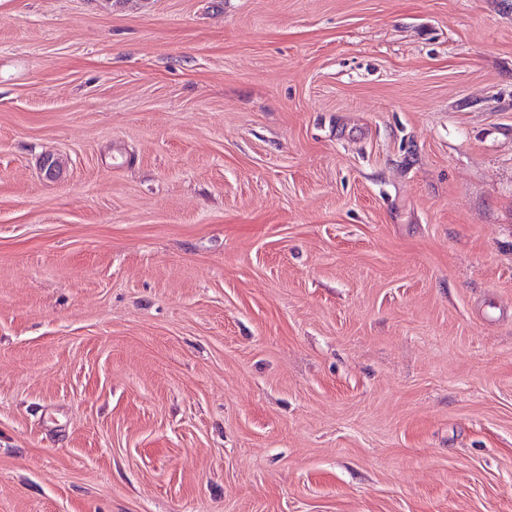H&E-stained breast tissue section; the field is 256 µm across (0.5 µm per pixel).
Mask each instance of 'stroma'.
Wrapping results in <instances>:
<instances>
[{"mask_svg": "<svg viewBox=\"0 0 512 512\" xmlns=\"http://www.w3.org/2000/svg\"><path fill=\"white\" fill-rule=\"evenodd\" d=\"M0 512H512V0H0Z\"/></svg>", "mask_w": 512, "mask_h": 512, "instance_id": "stroma-1", "label": "stroma"}]
</instances>
